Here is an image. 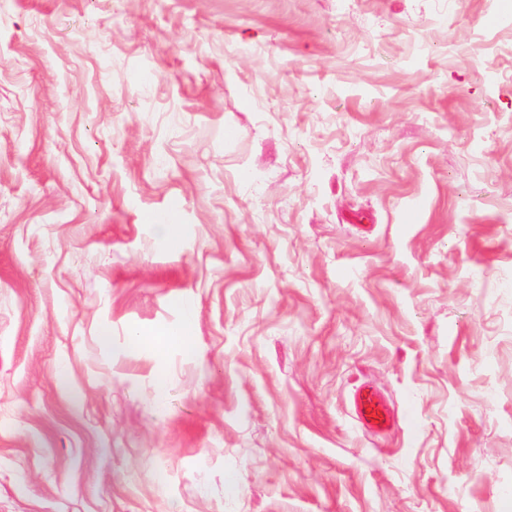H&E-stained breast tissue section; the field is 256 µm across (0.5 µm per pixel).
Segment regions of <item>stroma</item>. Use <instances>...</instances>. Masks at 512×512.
I'll list each match as a JSON object with an SVG mask.
<instances>
[{
    "instance_id": "35a3bbf8",
    "label": "stroma",
    "mask_w": 512,
    "mask_h": 512,
    "mask_svg": "<svg viewBox=\"0 0 512 512\" xmlns=\"http://www.w3.org/2000/svg\"><path fill=\"white\" fill-rule=\"evenodd\" d=\"M0 512H512V0H0ZM354 417L365 433L384 434L397 426V418L389 400L369 383L359 384L351 399Z\"/></svg>"
}]
</instances>
